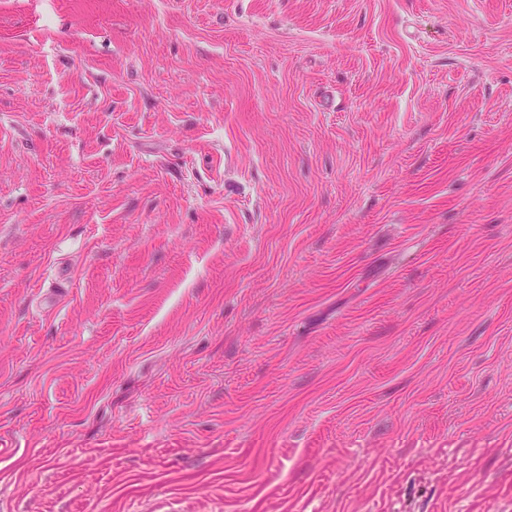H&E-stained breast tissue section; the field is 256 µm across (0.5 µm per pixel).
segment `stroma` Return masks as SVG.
<instances>
[{
  "mask_svg": "<svg viewBox=\"0 0 512 512\" xmlns=\"http://www.w3.org/2000/svg\"><path fill=\"white\" fill-rule=\"evenodd\" d=\"M0 512H512V0H0Z\"/></svg>",
  "mask_w": 512,
  "mask_h": 512,
  "instance_id": "35a3bbf8",
  "label": "stroma"
}]
</instances>
